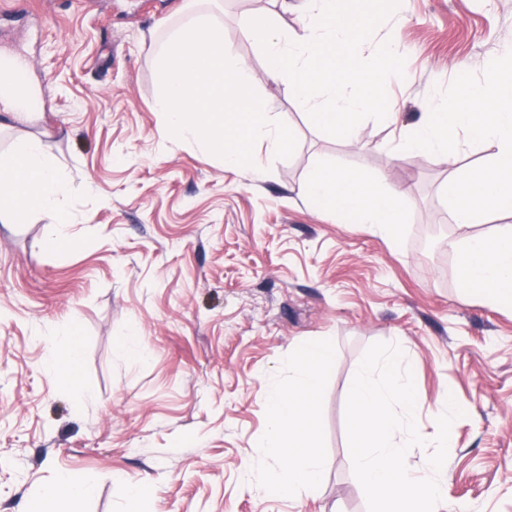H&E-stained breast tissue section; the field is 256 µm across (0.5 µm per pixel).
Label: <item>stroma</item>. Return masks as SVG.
<instances>
[{
	"mask_svg": "<svg viewBox=\"0 0 512 512\" xmlns=\"http://www.w3.org/2000/svg\"><path fill=\"white\" fill-rule=\"evenodd\" d=\"M223 2L225 49L262 72L244 15L289 30L303 0ZM201 12L197 0H0V55L26 62L40 102L29 120L0 108V153L42 142L71 184L72 234L48 251L45 216L0 223V512H27L62 474L94 486L75 512H367L345 405L375 342L415 361L425 435L442 391L466 407L449 503L512 512V311L459 292L447 162L392 156L458 66L512 43V0H402L377 32L403 45L407 80L393 115L363 121L350 144L317 129L288 82L257 83L297 138L287 159L256 141L261 180L173 137L154 108L161 35ZM318 165L405 189L399 242L310 208L297 186ZM67 324L81 354L62 387L45 360ZM133 332L145 356L126 348ZM316 340L335 349L307 417L327 466L291 498L251 463L271 423L265 380L287 386L289 353Z\"/></svg>",
	"mask_w": 512,
	"mask_h": 512,
	"instance_id": "1",
	"label": "stroma"
}]
</instances>
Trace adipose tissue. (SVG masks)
<instances>
[{"label":"adipose tissue","mask_w":512,"mask_h":512,"mask_svg":"<svg viewBox=\"0 0 512 512\" xmlns=\"http://www.w3.org/2000/svg\"><path fill=\"white\" fill-rule=\"evenodd\" d=\"M68 182L51 164L41 142L21 139L9 154L0 156V219H16L39 211L50 224L41 241L50 250L71 242L70 220L62 208ZM300 192L316 210L336 213L346 223L377 228L387 239L397 240L403 221L406 193L400 188H379L362 174L343 168H313ZM458 251L461 295L493 307L512 308V226L498 229L493 237L470 235L454 241ZM330 344L317 341L288 358V385H267L273 421L264 455L276 462L273 481L288 495L314 486L325 468L323 456L300 452L302 443H314L315 432L302 423L318 394L325 371L333 361Z\"/></svg>","instance_id":"adipose-tissue-1"}]
</instances>
